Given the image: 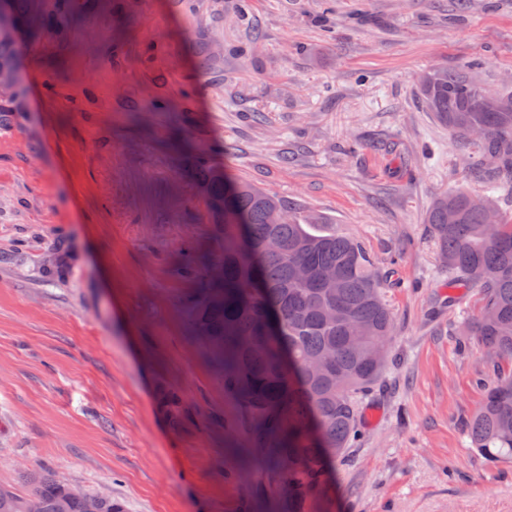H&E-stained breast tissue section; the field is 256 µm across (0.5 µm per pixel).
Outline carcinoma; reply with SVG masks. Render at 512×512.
I'll return each instance as SVG.
<instances>
[{"label": "carcinoma", "instance_id": "obj_1", "mask_svg": "<svg viewBox=\"0 0 512 512\" xmlns=\"http://www.w3.org/2000/svg\"><path fill=\"white\" fill-rule=\"evenodd\" d=\"M32 0H10L12 22L0 25V69L19 65L15 26ZM43 16L72 19L78 0H41ZM476 64L439 68L419 81L418 95L434 119L473 149L490 194H438L426 224L455 288L478 290L482 307L461 323L480 347L512 357V92L491 91L472 74ZM211 254L193 246L177 271L194 280L185 303L191 338L224 379V394L245 425L234 449L260 465L265 486L288 482L292 495L279 512H309L323 497L336 462L360 436V395L380 379L391 353L393 316L388 275L357 239L316 228L296 202L256 186L231 183L202 159L197 168ZM336 270L328 291L322 272ZM493 379L472 416L468 437L490 463L512 462V370L493 363ZM161 400L176 426L181 395L163 387ZM25 490L0 484V512H88L90 494L41 466L21 470Z\"/></svg>", "mask_w": 512, "mask_h": 512}]
</instances>
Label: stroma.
<instances>
[{
    "mask_svg": "<svg viewBox=\"0 0 512 512\" xmlns=\"http://www.w3.org/2000/svg\"><path fill=\"white\" fill-rule=\"evenodd\" d=\"M46 30L22 48L0 129V484L38 463L126 512H275L231 451L243 426L188 338L193 284L172 272L211 237L193 158L172 156L186 139L391 276V358L320 512H512V463L467 438L492 355L459 324L481 300L449 289L425 222L435 196L480 184L417 93L474 61L511 88L512 0H81ZM161 400L167 416L175 426L181 424L184 418V409L181 395L177 389L164 386L161 391Z\"/></svg>",
    "mask_w": 512,
    "mask_h": 512,
    "instance_id": "obj_1",
    "label": "stroma"
}]
</instances>
